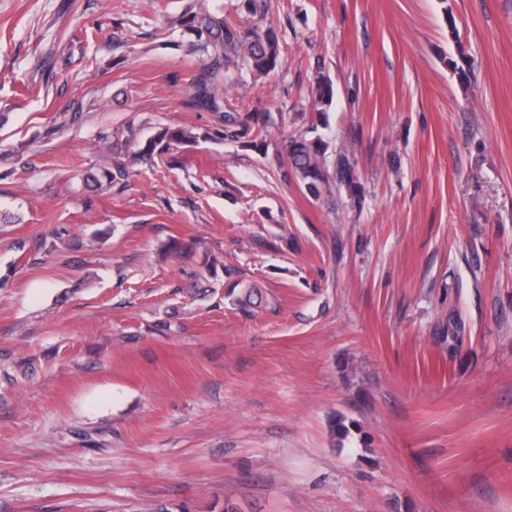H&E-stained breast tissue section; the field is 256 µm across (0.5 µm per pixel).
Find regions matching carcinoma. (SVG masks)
I'll return each instance as SVG.
<instances>
[{"mask_svg":"<svg viewBox=\"0 0 512 512\" xmlns=\"http://www.w3.org/2000/svg\"><path fill=\"white\" fill-rule=\"evenodd\" d=\"M262 2L245 0L252 21L241 26L226 20L222 6L199 13L189 9L180 17L179 25L195 37L192 49L205 56L190 78L187 105L217 114L221 127L213 133L187 127H163L137 148L131 146L130 138L113 143L114 152L125 154V158L112 162V167L103 170L102 177L110 187H126L135 175L136 166L155 162L156 157L163 156L174 145L189 147L220 137L243 147L259 146L258 140L263 138L269 117L259 111L224 109V83L228 80L224 62L234 56L253 76L260 78L277 69L280 64L279 40L275 30L265 23ZM311 94L319 114L333 101V83L319 68L313 76ZM286 153L288 170L284 176H295L311 196L327 209L334 210V186L353 183L354 166L348 154L340 152L333 163H328L325 144L319 138L309 137L307 130L288 139ZM261 298L260 288L247 283L235 299L237 309L246 313L257 306Z\"/></svg>","mask_w":512,"mask_h":512,"instance_id":"carcinoma-1","label":"carcinoma"}]
</instances>
